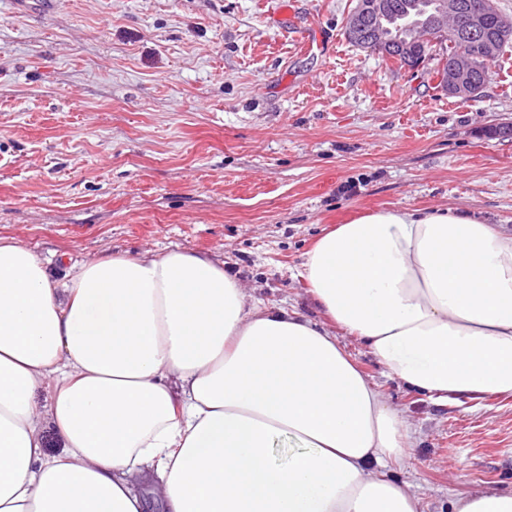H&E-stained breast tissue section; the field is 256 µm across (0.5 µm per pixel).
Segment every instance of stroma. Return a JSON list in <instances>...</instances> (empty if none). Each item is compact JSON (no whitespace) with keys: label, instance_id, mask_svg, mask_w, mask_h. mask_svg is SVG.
Instances as JSON below:
<instances>
[{"label":"stroma","instance_id":"1","mask_svg":"<svg viewBox=\"0 0 512 512\" xmlns=\"http://www.w3.org/2000/svg\"><path fill=\"white\" fill-rule=\"evenodd\" d=\"M0 0V237L53 278L108 255L223 263L251 300L334 334L411 428L423 512L512 491V396L441 402L332 326L304 264L380 209L461 210L512 231V44L478 97L347 39L357 0ZM317 47L306 52L303 40Z\"/></svg>","mask_w":512,"mask_h":512}]
</instances>
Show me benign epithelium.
<instances>
[{
    "instance_id": "benign-epithelium-1",
    "label": "benign epithelium",
    "mask_w": 512,
    "mask_h": 512,
    "mask_svg": "<svg viewBox=\"0 0 512 512\" xmlns=\"http://www.w3.org/2000/svg\"><path fill=\"white\" fill-rule=\"evenodd\" d=\"M495 14L497 9L494 0H476L474 4H465L462 0H434L433 13L422 29L413 39L406 40L397 47L389 44L379 32L371 39L363 38V30L369 19L380 21L386 18V0H359V6L347 19L346 35L359 46L385 54L392 51L398 56L406 57L448 37L472 39L480 57L490 64L496 59L501 42L512 27V23L502 20L497 33L477 38L483 20ZM441 83L450 97L466 99L476 96L480 87L474 80L471 55L461 50L451 58L448 69L442 72Z\"/></svg>"
}]
</instances>
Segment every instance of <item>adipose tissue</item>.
I'll return each mask as SVG.
<instances>
[{"mask_svg":"<svg viewBox=\"0 0 512 512\" xmlns=\"http://www.w3.org/2000/svg\"><path fill=\"white\" fill-rule=\"evenodd\" d=\"M305 278L406 386L512 394V233L375 211L323 235ZM409 437L334 335L250 301L221 263L108 256L59 281L0 238V512H145L131 481L147 473L167 512H421L380 473Z\"/></svg>","mask_w":512,"mask_h":512,"instance_id":"1","label":"adipose tissue"}]
</instances>
